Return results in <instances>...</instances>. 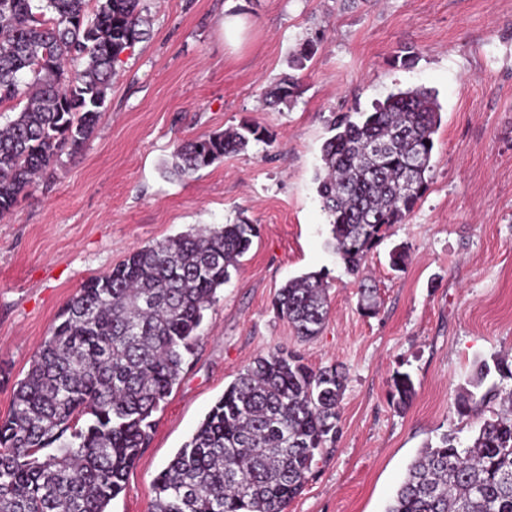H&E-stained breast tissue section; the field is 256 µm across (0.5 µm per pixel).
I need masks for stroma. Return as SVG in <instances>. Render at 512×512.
I'll return each mask as SVG.
<instances>
[{
    "label": "stroma",
    "instance_id": "1",
    "mask_svg": "<svg viewBox=\"0 0 512 512\" xmlns=\"http://www.w3.org/2000/svg\"><path fill=\"white\" fill-rule=\"evenodd\" d=\"M145 35L123 53L83 150L0 219V418L67 301L135 248L248 217L258 235L206 311L151 440L109 512H151L154 478L258 356L296 351L347 371L338 433L286 512H386L409 464L443 434L469 444L458 388L479 362L512 361V0H140ZM230 16L244 23L224 38ZM316 52L292 103L266 105L299 43ZM412 55L408 66L396 57ZM424 87L441 106L426 189L349 272L316 193L329 124ZM251 122L267 141L192 178L164 174L179 142ZM408 258L392 269L390 251ZM325 272L329 315L298 338L273 307L289 279ZM377 288L374 314L361 282ZM414 395L396 405L395 382Z\"/></svg>",
    "mask_w": 512,
    "mask_h": 512
}]
</instances>
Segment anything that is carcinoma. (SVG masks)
Instances as JSON below:
<instances>
[{
  "label": "carcinoma",
  "mask_w": 512,
  "mask_h": 512,
  "mask_svg": "<svg viewBox=\"0 0 512 512\" xmlns=\"http://www.w3.org/2000/svg\"><path fill=\"white\" fill-rule=\"evenodd\" d=\"M0 0V107L14 103L0 127V214L92 135L120 55L142 35L139 0ZM315 45L300 44L302 70ZM300 79L281 78L275 103L298 97ZM441 106L432 91L390 94L356 120L331 123L321 149L317 194L332 246L351 272L393 224H401L426 189ZM243 124L178 145L165 169L190 178L262 141ZM431 145H426V142ZM384 144L368 158L362 150ZM412 175L415 190L401 185ZM255 225L192 229L132 251L112 271L90 279L61 310L50 335L15 387L0 420V512H108L128 491L127 474L151 438L153 413L179 381L198 340L204 311L250 250ZM296 336L318 335L327 318L323 278L307 273L274 300ZM512 378L506 359L479 366L469 387L491 370ZM346 375L317 370L292 351L258 358L228 385L155 477L152 512H285L304 488L316 454L338 432ZM462 388L456 411L476 394ZM397 405L414 387L396 381ZM387 512H512V392L462 448L445 434L411 463Z\"/></svg>",
  "instance_id": "1"
}]
</instances>
